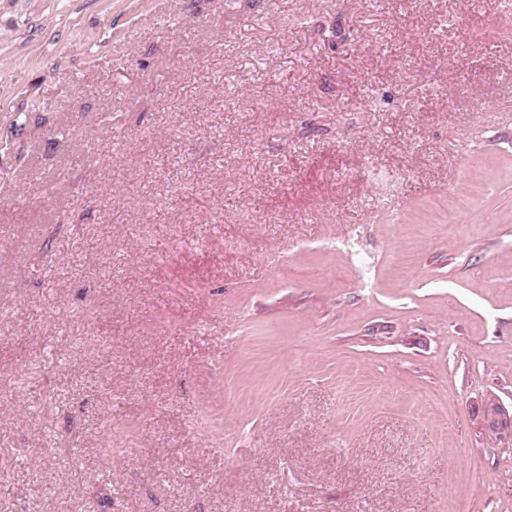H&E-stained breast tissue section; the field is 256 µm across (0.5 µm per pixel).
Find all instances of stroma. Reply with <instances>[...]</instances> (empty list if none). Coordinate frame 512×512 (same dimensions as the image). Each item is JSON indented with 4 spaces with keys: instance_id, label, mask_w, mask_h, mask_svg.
Instances as JSON below:
<instances>
[{
    "instance_id": "stroma-1",
    "label": "stroma",
    "mask_w": 512,
    "mask_h": 512,
    "mask_svg": "<svg viewBox=\"0 0 512 512\" xmlns=\"http://www.w3.org/2000/svg\"><path fill=\"white\" fill-rule=\"evenodd\" d=\"M505 0H0V512H512Z\"/></svg>"
}]
</instances>
